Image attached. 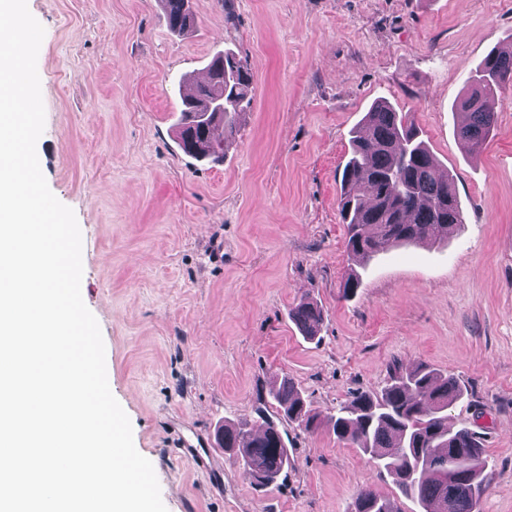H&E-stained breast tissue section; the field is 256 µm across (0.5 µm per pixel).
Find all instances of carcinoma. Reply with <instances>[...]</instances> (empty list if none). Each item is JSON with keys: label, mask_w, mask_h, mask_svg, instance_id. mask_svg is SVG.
Wrapping results in <instances>:
<instances>
[{"label": "carcinoma", "mask_w": 512, "mask_h": 512, "mask_svg": "<svg viewBox=\"0 0 512 512\" xmlns=\"http://www.w3.org/2000/svg\"><path fill=\"white\" fill-rule=\"evenodd\" d=\"M160 2L171 31L183 34L196 27L189 0ZM511 80V52L489 54L469 75L456 136L471 154L484 148L498 95ZM252 84L253 75L235 55L214 56L206 81L183 100L182 151L197 160L224 161V146L234 138L241 113L250 108ZM339 210L347 255L354 261L400 245L441 240L464 224L452 174L437 173L410 115L385 102L373 105L355 130ZM290 316L306 338L317 336L323 315L315 302L301 301ZM462 397L456 379L418 364L394 371L380 391L358 393L341 404L331 417L332 431L340 442L370 456L423 512H479L489 481L483 450L469 429L448 427V409ZM259 401L262 431L226 423L218 431V445L233 453L243 473L267 485L288 467L283 423L296 422L307 431L321 423L288 377ZM354 512L399 509L367 488L358 493Z\"/></svg>", "instance_id": "carcinoma-1"}]
</instances>
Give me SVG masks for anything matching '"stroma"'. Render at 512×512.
<instances>
[{
  "label": "stroma",
  "mask_w": 512,
  "mask_h": 512,
  "mask_svg": "<svg viewBox=\"0 0 512 512\" xmlns=\"http://www.w3.org/2000/svg\"><path fill=\"white\" fill-rule=\"evenodd\" d=\"M191 0L194 32L158 0H27L47 184L82 234L84 303L111 392L167 512H350L365 488L418 512L369 456L286 423L288 473L262 486L232 455L196 468L183 441L256 428L258 396L293 379L319 420L420 363L465 389L448 423L475 432L490 484L480 512H512V92L483 152L455 135L466 79L512 47V0ZM231 52L251 107L219 165L179 147L182 77ZM410 113L464 224L447 241L354 264L339 215L352 133L379 101ZM361 285L344 297L351 270ZM324 314L306 339L301 298Z\"/></svg>",
  "instance_id": "obj_1"
}]
</instances>
